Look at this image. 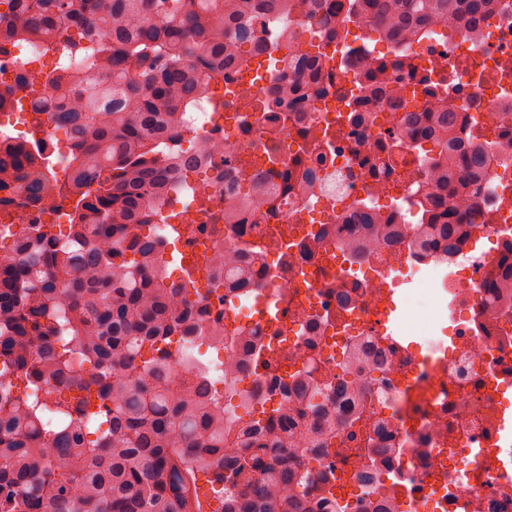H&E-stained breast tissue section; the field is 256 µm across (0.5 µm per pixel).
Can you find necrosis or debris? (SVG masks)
I'll return each mask as SVG.
<instances>
[{"label": "necrosis or debris", "instance_id": "1", "mask_svg": "<svg viewBox=\"0 0 512 512\" xmlns=\"http://www.w3.org/2000/svg\"><path fill=\"white\" fill-rule=\"evenodd\" d=\"M294 39L262 64L218 88L223 106L184 116L186 134L222 142L207 172L187 176L177 205L161 207V228L185 226L174 237L182 263L196 273L190 301L230 336L260 337L285 379L314 378L317 392L297 417L288 462L297 471L299 500L335 512H512V10L487 21L477 39L412 45L413 71L395 68L393 54L369 47L371 26L332 30L304 14L282 22ZM316 42L317 70H287L286 57ZM50 60L41 47L7 46L0 53V141L22 130L30 106L25 75ZM407 91L443 94L452 87L460 106L463 145L485 146L491 162L479 194L457 203L474 221L451 254L415 252L410 239L419 172L436 142L405 135L386 97L357 98L378 73ZM308 91L303 109L280 119L257 109L280 81ZM256 172L288 174L235 223L224 221V186L218 173L234 160ZM320 182L301 192L307 170ZM0 204V241L22 224L69 222L68 210L32 204L17 187ZM385 216L382 224L354 223L359 209ZM364 250L353 262L343 242ZM249 245L262 257L252 280L224 279L210 286L209 256ZM415 281L418 306L407 312L425 337L416 345L388 338L384 317L394 273ZM361 348L385 353L376 371L353 364ZM261 369L233 372L224 389L254 407L275 408L281 392L262 386ZM361 391L336 396L338 377ZM336 418L333 445L308 452L307 418Z\"/></svg>", "mask_w": 512, "mask_h": 512}]
</instances>
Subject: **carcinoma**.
I'll list each match as a JSON object with an SVG mask.
<instances>
[{
  "label": "carcinoma",
  "instance_id": "1",
  "mask_svg": "<svg viewBox=\"0 0 512 512\" xmlns=\"http://www.w3.org/2000/svg\"><path fill=\"white\" fill-rule=\"evenodd\" d=\"M0 45L44 41L60 66L35 83L44 94L30 115L52 121L70 141V244L44 224L22 227L15 251L0 257V512H298L286 497L297 480L288 467V411L266 420L224 417L209 371L188 350L205 337L224 345L187 302L194 282L170 280L166 239L149 230L155 209L185 187L187 173L208 153L173 149L182 115L207 96L209 85L250 59L288 42L269 41L250 20L277 23L303 7L321 23L368 19L411 67L408 49L432 35L480 29L504 0H3ZM79 38L57 37L61 23ZM97 59L96 73L79 60ZM318 54L302 52L288 67L315 69ZM307 93L285 85L268 106L286 112ZM388 104L404 131L439 140L419 185V231L411 245L431 241L451 253L466 217L455 196L479 189L490 157L456 147L458 112L452 95L417 107L403 91ZM43 139L15 140L0 149V183L35 166ZM235 176L256 192L288 181L276 168ZM39 203L44 180L25 183ZM249 280L255 259L216 254ZM182 377L173 378V359ZM299 378L295 400L311 398ZM336 422L321 416L309 437L327 440ZM220 489L202 508L198 476Z\"/></svg>",
  "mask_w": 512,
  "mask_h": 512
}]
</instances>
